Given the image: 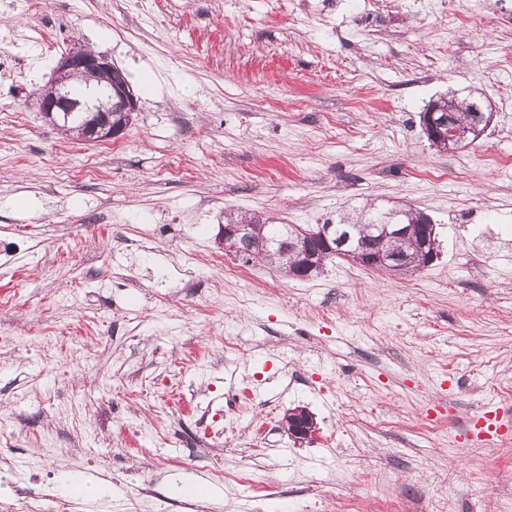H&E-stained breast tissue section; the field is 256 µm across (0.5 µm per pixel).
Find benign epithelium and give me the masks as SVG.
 Masks as SVG:
<instances>
[{
	"label": "benign epithelium",
	"mask_w": 512,
	"mask_h": 512,
	"mask_svg": "<svg viewBox=\"0 0 512 512\" xmlns=\"http://www.w3.org/2000/svg\"><path fill=\"white\" fill-rule=\"evenodd\" d=\"M83 76L95 80L101 87L106 102L92 99L79 100L73 97L71 81ZM38 111L44 118L57 122L73 112H88L90 118L80 130L82 138L88 141H110L118 139L130 124L132 115L138 111V99L129 90V85L122 77V72L109 58L93 52L81 45L72 47L64 54L47 85L42 89L38 99ZM123 113V123H112V113ZM491 121V117L480 114L479 122L465 135H460L457 125H448V120L438 118V113L429 112L422 118L423 130L431 145L443 152H457L477 140L483 133L481 125ZM331 226L318 225L308 232L300 229L297 235L289 238L288 249L279 250V255L297 258L303 273L296 278L307 280L310 273L320 268L332 257L343 258L355 265L399 273L404 270L401 265L389 263V245L395 240L406 237L408 229L404 224H379L369 233L346 234L342 238L338 251L319 252L312 249L310 240L319 238L326 245H331L328 236ZM220 244H230L233 250L244 253L259 265L270 264L271 256L268 244L256 238L248 224H224L219 236ZM437 257L436 242L426 237L419 250V267L430 266ZM288 422V434L297 442L312 439L317 432L313 416L304 408L297 407L288 411L284 418Z\"/></svg>",
	"instance_id": "benign-epithelium-1"
}]
</instances>
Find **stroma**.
<instances>
[{
  "instance_id": "obj_1",
  "label": "stroma",
  "mask_w": 512,
  "mask_h": 512,
  "mask_svg": "<svg viewBox=\"0 0 512 512\" xmlns=\"http://www.w3.org/2000/svg\"><path fill=\"white\" fill-rule=\"evenodd\" d=\"M75 40L150 78L117 140L37 110ZM508 46L512 0H0L27 68L0 66V501L54 478L69 512H512V431L473 433L491 406L512 423ZM450 87L494 119L448 154L420 114ZM370 202L426 213L434 263L208 264L233 260L226 211L311 227ZM298 406L302 443L279 429ZM288 422V434L297 442L312 439L318 428L313 416L304 408L290 409L284 418Z\"/></svg>"
}]
</instances>
